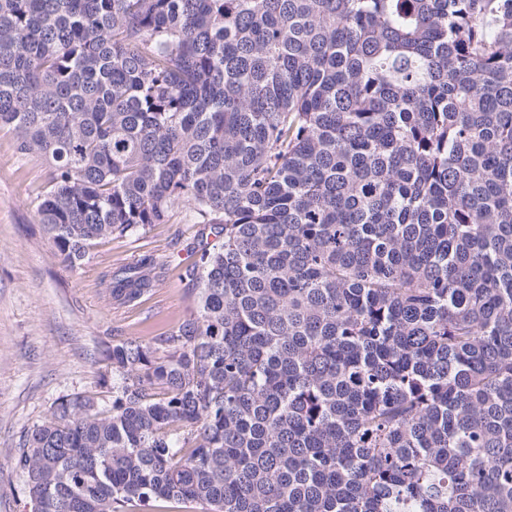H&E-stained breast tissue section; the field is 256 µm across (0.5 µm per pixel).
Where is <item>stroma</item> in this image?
Returning a JSON list of instances; mask_svg holds the SVG:
<instances>
[{
    "mask_svg": "<svg viewBox=\"0 0 512 512\" xmlns=\"http://www.w3.org/2000/svg\"><path fill=\"white\" fill-rule=\"evenodd\" d=\"M48 177L43 159L19 154L13 134L0 132V512H30L13 459L59 399L111 398L105 343L168 334L196 310L185 276L201 242L191 209L175 208L165 223L100 241L69 269L35 219ZM143 255L161 267V281L138 304L112 308L103 274Z\"/></svg>",
    "mask_w": 512,
    "mask_h": 512,
    "instance_id": "stroma-1",
    "label": "stroma"
}]
</instances>
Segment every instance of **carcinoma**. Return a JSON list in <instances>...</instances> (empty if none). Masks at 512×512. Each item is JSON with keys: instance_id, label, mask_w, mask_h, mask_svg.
<instances>
[{"instance_id": "carcinoma-1", "label": "carcinoma", "mask_w": 512, "mask_h": 512, "mask_svg": "<svg viewBox=\"0 0 512 512\" xmlns=\"http://www.w3.org/2000/svg\"><path fill=\"white\" fill-rule=\"evenodd\" d=\"M2 131L66 266L220 240L31 430L37 512H512V0H0Z\"/></svg>"}]
</instances>
